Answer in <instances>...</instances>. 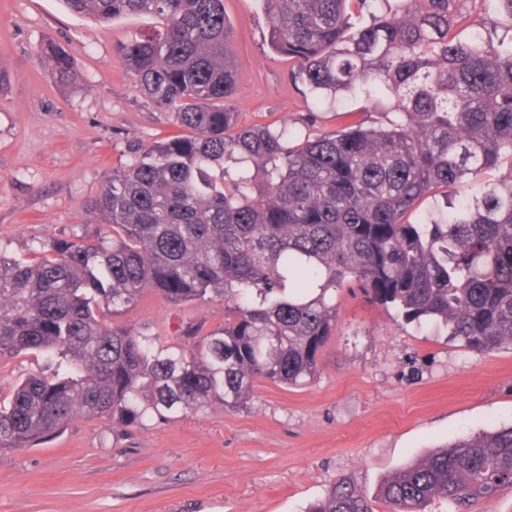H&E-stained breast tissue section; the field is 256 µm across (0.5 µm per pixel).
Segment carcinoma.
Returning <instances> with one entry per match:
<instances>
[{
	"instance_id": "1",
	"label": "carcinoma",
	"mask_w": 512,
	"mask_h": 512,
	"mask_svg": "<svg viewBox=\"0 0 512 512\" xmlns=\"http://www.w3.org/2000/svg\"><path fill=\"white\" fill-rule=\"evenodd\" d=\"M269 43L320 97L362 93L398 120L348 124L288 147L286 124L237 127L224 0H64L101 23L162 28L116 48L136 90L187 133L134 145L89 211L96 238L29 262L0 250V357L55 365L0 405V450L31 448L77 416L125 427L214 404L254 383L300 386L359 288L408 322L435 320L468 349H512V0H263ZM368 17L355 29L352 15ZM60 78L69 56L51 53ZM239 156L238 178L224 160ZM440 198L428 214L421 203ZM148 290L180 308L217 298L224 327L163 343L104 322ZM512 487V426L415 458L372 495L350 477L310 512H467Z\"/></svg>"
}]
</instances>
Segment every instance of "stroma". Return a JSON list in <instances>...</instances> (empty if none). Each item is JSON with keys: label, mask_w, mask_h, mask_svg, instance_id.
Masks as SVG:
<instances>
[{"label": "stroma", "mask_w": 512, "mask_h": 512, "mask_svg": "<svg viewBox=\"0 0 512 512\" xmlns=\"http://www.w3.org/2000/svg\"><path fill=\"white\" fill-rule=\"evenodd\" d=\"M234 30L242 126L279 120L313 138L337 112L376 125L360 96L317 100L268 46L263 0H224ZM107 24L63 0H0V250L18 258L59 240L96 236L84 204L129 161V145L177 133L172 112L136 91L115 45L160 28ZM64 48L60 79L47 52ZM336 334L319 373L300 387L256 382L245 408L213 405L173 422L124 428L73 419L39 445L0 451V512H308L334 480L368 492L430 450L512 425V350L477 354L437 322H403L358 288L335 295ZM106 323L167 341L188 325L213 331L224 305L172 308L156 292Z\"/></svg>", "instance_id": "1"}]
</instances>
